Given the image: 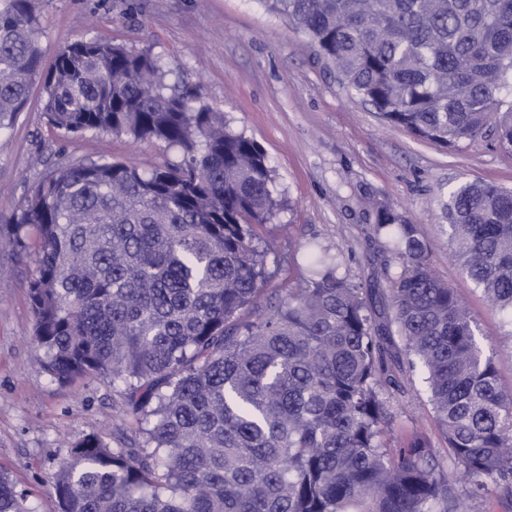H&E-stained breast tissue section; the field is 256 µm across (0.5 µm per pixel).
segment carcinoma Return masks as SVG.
Listing matches in <instances>:
<instances>
[{"instance_id":"obj_1","label":"carcinoma","mask_w":512,"mask_h":512,"mask_svg":"<svg viewBox=\"0 0 512 512\" xmlns=\"http://www.w3.org/2000/svg\"><path fill=\"white\" fill-rule=\"evenodd\" d=\"M305 34L384 122L442 147L496 118L512 150V0H262ZM29 0H0V132L41 82L48 123L160 142L175 163L62 162L8 219L32 256L28 299L43 371L108 376L144 440L72 444L52 477L60 512H459L512 473V385L431 269L417 224L382 288L309 248L311 275L269 291L253 226L280 210L260 145L177 92L150 52L97 39L44 68ZM448 251L512 336V190L472 183L446 204ZM425 369L466 485L414 430L394 448L385 393ZM0 474V512H32Z\"/></svg>"}]
</instances>
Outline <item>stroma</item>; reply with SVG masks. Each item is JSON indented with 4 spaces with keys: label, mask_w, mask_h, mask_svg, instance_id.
<instances>
[{
    "label": "stroma",
    "mask_w": 512,
    "mask_h": 512,
    "mask_svg": "<svg viewBox=\"0 0 512 512\" xmlns=\"http://www.w3.org/2000/svg\"><path fill=\"white\" fill-rule=\"evenodd\" d=\"M30 6L41 28L44 66L83 36L150 51L169 85L198 87L204 104L262 147L282 201L277 216L257 229L274 243L266 260L269 287L307 277L310 243L337 256L341 274L353 283H383L388 254L369 228L378 209L392 208L420 225L435 271L467 303L484 350L493 354L503 382H512V341L449 254L442 209L466 183L512 188V151L495 132L447 149L385 124L304 34L262 0H30ZM179 158L177 149L161 143L97 133L72 138L54 130L37 85L15 125L0 133V216L16 211L60 161L149 168ZM8 236L0 223V471L28 491L33 512H58L51 477L69 457L71 442L96 433L118 448L139 440L140 430L122 415L123 392L111 379L88 376L62 385L41 370L28 300L33 264L12 250ZM388 406L396 419L388 445L415 429L447 458L421 373L411 376L406 393L391 395Z\"/></svg>",
    "instance_id": "35a3bbf8"
}]
</instances>
